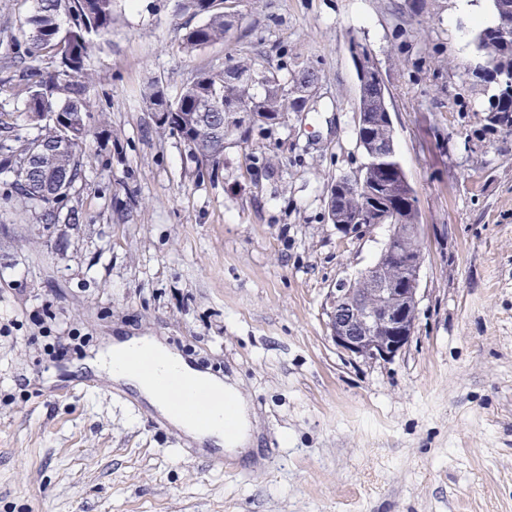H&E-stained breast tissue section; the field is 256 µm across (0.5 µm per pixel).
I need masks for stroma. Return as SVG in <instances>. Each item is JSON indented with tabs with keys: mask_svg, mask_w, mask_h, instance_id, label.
Listing matches in <instances>:
<instances>
[{
	"mask_svg": "<svg viewBox=\"0 0 512 512\" xmlns=\"http://www.w3.org/2000/svg\"><path fill=\"white\" fill-rule=\"evenodd\" d=\"M470 5L224 0V41L189 52L203 18L182 0H112L62 204L78 223H42L0 163V512H512V133L484 130L467 67L492 0ZM32 6L0 0V160L39 132L16 58ZM354 42L383 76L425 255L414 333L381 363L337 349L323 311L389 235L327 219L364 161ZM259 54L285 84L316 71L305 110L198 161L150 93ZM60 336L76 348L50 359ZM111 336L227 377L252 450L218 467L127 387L72 391Z\"/></svg>",
	"mask_w": 512,
	"mask_h": 512,
	"instance_id": "obj_1",
	"label": "stroma"
}]
</instances>
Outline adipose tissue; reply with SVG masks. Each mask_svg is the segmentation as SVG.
Returning <instances> with one entry per match:
<instances>
[{
  "label": "adipose tissue",
  "mask_w": 512,
  "mask_h": 512,
  "mask_svg": "<svg viewBox=\"0 0 512 512\" xmlns=\"http://www.w3.org/2000/svg\"><path fill=\"white\" fill-rule=\"evenodd\" d=\"M91 365L136 390L196 441L232 452L250 443L251 412L241 393L192 369L154 337L113 339Z\"/></svg>",
  "instance_id": "1"
}]
</instances>
